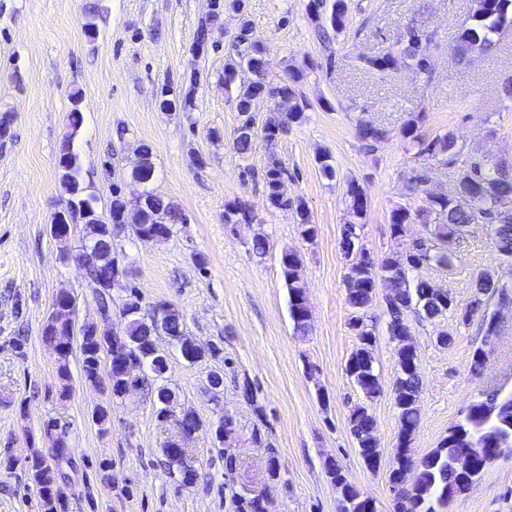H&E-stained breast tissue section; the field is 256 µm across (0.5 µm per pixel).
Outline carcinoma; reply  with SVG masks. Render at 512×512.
Returning <instances> with one entry per match:
<instances>
[{
  "label": "carcinoma",
  "mask_w": 512,
  "mask_h": 512,
  "mask_svg": "<svg viewBox=\"0 0 512 512\" xmlns=\"http://www.w3.org/2000/svg\"><path fill=\"white\" fill-rule=\"evenodd\" d=\"M470 24L457 36L455 42L448 44V52L459 65H466L476 54L488 55L496 49L493 34L512 23V0H470ZM310 12L321 23L324 42L332 40L346 27L347 5L345 0H310ZM221 19L220 10L212 7L202 18L196 31L195 42L207 41L214 31V25ZM438 46L437 32L426 28L413 29L404 24L399 27L396 40L383 52L363 58L364 68L378 75H385L399 66L412 67L421 73H427L430 62L427 57L429 47ZM303 74L290 71L281 78H272L267 71L266 52L263 41L257 37L253 23L244 18L241 28L227 46L224 64V85H237L235 108L238 112H252L258 101L270 103L265 123L254 129L240 125L233 141L235 152L245 157L253 146L256 136L260 135L270 145L288 132V124L298 120L303 112L300 104L298 84ZM422 115L417 114L408 121L404 135L412 137L417 147V155L427 156L443 165L452 164L457 156L456 139L451 132L437 135L429 140L414 134ZM357 135L365 150L376 151L389 135L386 128L369 121H359ZM285 170L275 155L270 158L262 173L268 205L273 209L292 210L300 224L301 235L315 238L318 228L311 220L310 211L304 200L286 197L281 194L279 185L284 179ZM428 176L422 171L414 173L410 182L417 193L425 194V206L415 210L399 206L391 213V235L399 240L405 236L407 226L418 221L424 223L427 214L434 211L440 223L432 225L426 237L416 248L403 255L390 252L374 257L370 264L350 268L347 277L346 302L352 317L349 325L357 338V345L348 357L347 372L361 389L364 396L372 401L383 391V381L375 366V328L370 324L369 310L373 302L378 275L385 276L386 287L392 289L391 301L386 303L387 322L403 329V335L410 334L409 317L432 320L445 314L458 311L455 297L448 295L438 303L431 298L429 281L423 278L412 279L410 271L423 266L448 268L452 265L454 253L448 248L450 231L457 227L465 228L472 224H490L496 226L491 244L501 259L512 261V160L492 161L480 154L470 156L463 168L455 175V194L451 197L430 194L426 183ZM346 195L349 198V211L356 219L363 217L367 207L364 188L356 181L348 184ZM146 204L156 214L159 229L171 235L178 224L186 222L182 209L173 201L146 192ZM253 220L250 207L243 202H234L224 208V223L249 224ZM357 223H348L342 231V250L344 255L352 253L356 246ZM110 243H102V260L87 268L86 280L93 288L96 308L107 313L115 306L112 291L98 288L107 269L112 267L109 255ZM301 262L299 255L294 260L284 253L280 257L279 267L288 288L289 310L296 332L306 336L311 330L306 309L299 299L305 296L303 285L294 276L293 262ZM474 288L479 295H471L465 312H482V330L488 333L492 327L490 317V298L500 296L502 286L491 277L479 275ZM122 306L131 312L126 324L124 342L118 346H105L104 342L87 329L79 337L69 336L67 328L59 330L57 336H45L43 340L56 351L61 379H69V358L73 346H78L82 380L92 386L106 384L110 400L122 398L126 379L110 372L103 374V367L115 362L126 365L147 364L156 376H162L167 361L155 353V339L167 336L182 344L189 343L185 332L183 315L176 309L170 311L166 322L156 324L149 320L142 308L141 294L134 284H129ZM397 362L401 374L390 383L389 390L397 411L398 434L395 453L392 458L390 479L397 484L401 472L408 460L407 452L412 448L414 435L421 421V376L419 356L416 347L403 339L396 342ZM159 402L157 419L164 422L169 419L167 404L172 398L169 388L159 385L155 388ZM512 402V390L501 388L480 389L471 398L470 412L448 430L436 448L420 458V470L416 482L401 490H391V512H442L452 491H464L478 482V479H464L450 461L457 449L455 435L462 431L475 439L485 429L486 419L482 408L495 399ZM375 420L369 409L359 406L349 418V429L356 444L357 452L368 469L375 463V443L369 435V429ZM43 433L52 440V458L66 461L69 458V446L66 434L59 431L58 422L48 420L43 423ZM163 455L168 465L177 466L181 481L186 486L195 485V470L186 465L172 449L163 446ZM28 472L37 487L41 512H65L66 503L58 479L60 473L52 468L39 451L28 457ZM325 472L330 483L341 498L349 501L345 512H366V501L359 490L350 483L342 468L335 461L325 462Z\"/></svg>",
  "instance_id": "carcinoma-1"
}]
</instances>
